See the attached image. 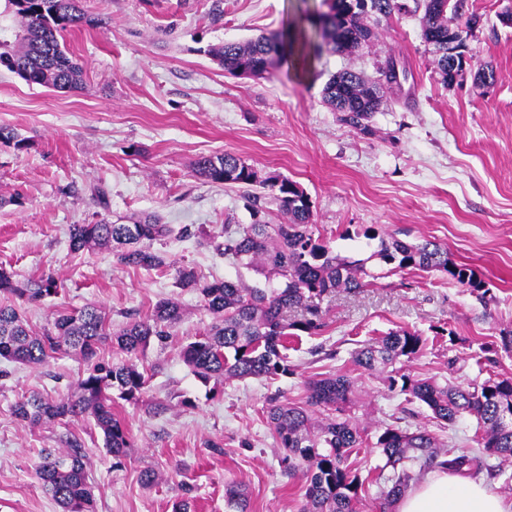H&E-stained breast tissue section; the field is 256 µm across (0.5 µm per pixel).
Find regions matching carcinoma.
I'll return each mask as SVG.
<instances>
[{
	"label": "carcinoma",
	"instance_id": "obj_1",
	"mask_svg": "<svg viewBox=\"0 0 512 512\" xmlns=\"http://www.w3.org/2000/svg\"><path fill=\"white\" fill-rule=\"evenodd\" d=\"M465 7L466 0H370L369 12L364 13L353 8V0H335L336 13L322 37L332 52L351 55L369 46L382 23L421 10L425 40L450 35L466 47L477 19L467 14ZM5 10L20 19L22 35L16 47L0 42V66L28 83L56 92L82 89V69L65 43V34L81 20L80 0H5ZM295 43V34L287 28L244 43L215 45L208 55L232 75L259 80L282 64L288 47ZM434 63L446 85L460 76L465 65L460 59L454 68L442 57ZM397 82L398 73L389 59L378 67L372 81L343 69L325 83L323 101L332 111L343 113V121L367 132V121L379 109L383 90ZM0 143L21 150L27 139L1 126ZM194 172L212 183L248 188L245 198L253 222L224 225V257L265 278L262 287L229 278L202 283L190 267L176 269L177 285L197 291L213 315L204 334L181 351L184 363L205 382L294 374L295 367L283 353L288 337L323 330L326 313L322 302L336 291L357 293L383 278V271L369 265L371 261L400 270L444 272L482 299L488 293L471 267L453 262L447 249L431 240L407 243L367 229L364 237L378 240L368 257L354 259L334 252L315 235L309 197L292 191L294 181L276 173L261 179L234 154L202 156L195 162ZM269 203L277 207L275 219L267 208ZM175 233L188 235L190 230L186 226L177 230L151 215L133 218L128 224L101 219L72 225L69 248L75 253L109 248L121 265L155 269L164 266L166 258L153 250V244ZM61 288V281L53 275L22 284L12 271L0 267V296L37 303L58 295ZM182 316L178 301L163 299L149 315L114 329L107 312L90 305L56 312L53 327L38 335L15 305L0 301L1 364L38 367L60 354L87 364L77 380V396L53 401L25 395L12 406L14 416L41 426L87 415L103 433L113 465L120 466L133 444L124 423L112 411V395L127 402L140 400L148 376L134 357L153 342H164L169 328ZM105 342L126 359L97 360V350ZM423 348L419 333L401 328L364 344L352 359L367 372L385 374L389 390L397 389L406 401L425 405L436 421L449 426L466 416L474 417L481 433L475 435V448L465 450L450 444L440 449L436 436L426 428L408 432L390 424L380 426L374 447L381 450L385 467L391 469L379 487L381 512L432 470L470 477L488 468L491 457L502 464L512 462V377L491 375L467 387L416 378L406 373L405 366L418 358ZM353 387L347 374H325L307 382L304 405L273 401L267 407L268 424L284 451L282 463L288 471L301 470L307 477L300 512H362L363 480L349 459L368 445V433L349 414ZM315 408L328 416L314 421L311 410ZM61 443L63 447L48 449L40 456L35 473L61 512H94L81 444L69 437ZM225 501L229 512H249L248 496L237 485L226 488Z\"/></svg>",
	"mask_w": 512,
	"mask_h": 512
}]
</instances>
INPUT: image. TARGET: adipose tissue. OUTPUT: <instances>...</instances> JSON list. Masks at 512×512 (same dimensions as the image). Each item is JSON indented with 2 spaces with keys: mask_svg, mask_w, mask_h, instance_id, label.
<instances>
[{
  "mask_svg": "<svg viewBox=\"0 0 512 512\" xmlns=\"http://www.w3.org/2000/svg\"><path fill=\"white\" fill-rule=\"evenodd\" d=\"M395 507L396 512H512V498L488 484L435 470Z\"/></svg>",
  "mask_w": 512,
  "mask_h": 512,
  "instance_id": "adipose-tissue-1",
  "label": "adipose tissue"
}]
</instances>
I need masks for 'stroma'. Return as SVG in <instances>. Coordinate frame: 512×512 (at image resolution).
I'll use <instances>...</instances> for the list:
<instances>
[{
  "mask_svg": "<svg viewBox=\"0 0 512 512\" xmlns=\"http://www.w3.org/2000/svg\"><path fill=\"white\" fill-rule=\"evenodd\" d=\"M80 7L84 18L65 42L82 67V90L59 93L0 68V126L28 141L24 150L0 144V266L21 281L51 274L63 282L59 296L17 304L38 334L56 310L89 304L116 327L150 314L163 298L179 301L184 318L166 343L138 356L149 376L142 400L113 405L134 441L118 468L93 421L33 427L12 413L24 395H74L81 360L60 355L38 368L9 366L0 377V512H60L34 465L65 436L82 443L96 512H172L185 495L196 512H226L232 482L246 488L253 512H299L306 477L286 472L266 407L273 399L305 402L309 379L336 372L354 379L352 414L369 432L397 422L472 447L475 418L441 427L425 406L387 391L380 374L355 366L352 353L406 328L427 340L411 375L457 386L512 376V352L489 358L480 350L512 329V26L499 20L512 0H468L478 17L472 61L448 86L411 15L382 25L359 53L325 47L307 73L282 67L253 80L226 74L208 47L279 34L301 12H325L323 0H81ZM390 57L407 77L385 91L369 131L323 103L336 71L372 78ZM488 61L494 79L484 86L476 75ZM227 152L258 176L276 172L297 182L311 199L315 233L336 253L360 255L369 227L406 242L429 239L472 267L490 299L439 272L399 271L359 293L337 292L323 332L290 341L294 374L202 382L180 350L212 316L197 292L177 287L176 268L192 267L204 282L256 280L216 249L225 225L251 221L242 190L193 170L197 158ZM148 213L191 229L156 243L166 267H129L105 249H69L72 225L124 224ZM147 469L158 476L154 485L140 480Z\"/></svg>",
  "mask_w": 512,
  "mask_h": 512,
  "instance_id": "1",
  "label": "stroma"
}]
</instances>
